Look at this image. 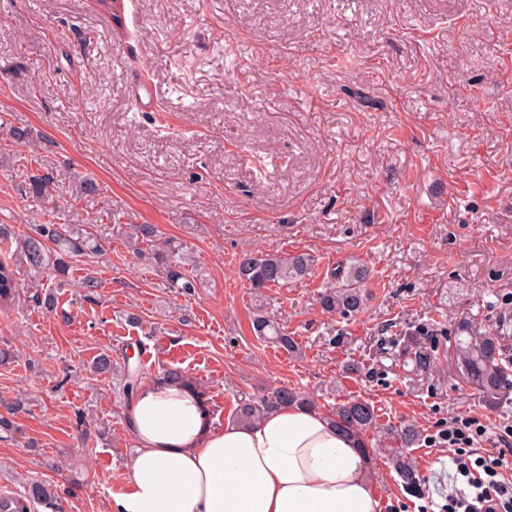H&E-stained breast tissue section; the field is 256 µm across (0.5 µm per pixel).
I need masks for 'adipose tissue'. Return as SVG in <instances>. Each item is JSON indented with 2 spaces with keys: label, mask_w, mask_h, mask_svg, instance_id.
I'll list each match as a JSON object with an SVG mask.
<instances>
[{
  "label": "adipose tissue",
  "mask_w": 512,
  "mask_h": 512,
  "mask_svg": "<svg viewBox=\"0 0 512 512\" xmlns=\"http://www.w3.org/2000/svg\"><path fill=\"white\" fill-rule=\"evenodd\" d=\"M125 419L134 452L113 512H381L363 452L315 411L218 427L189 381L162 377Z\"/></svg>",
  "instance_id": "1"
}]
</instances>
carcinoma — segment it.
Returning a JSON list of instances; mask_svg holds the SVG:
<instances>
[{"label":"carcinoma","instance_id":"1","mask_svg":"<svg viewBox=\"0 0 512 512\" xmlns=\"http://www.w3.org/2000/svg\"><path fill=\"white\" fill-rule=\"evenodd\" d=\"M54 177L32 174L28 178L29 190L37 196L50 195ZM126 245L138 258L147 256L141 245L152 246L150 259L166 276L167 284L183 293H191L196 282L189 266L192 260L184 246L172 239L160 237L152 224H131L125 233ZM110 237L102 224H33L29 231L16 237V248L5 251L0 258V309H10L20 295L22 284L18 278L21 270L33 277L64 278L71 264L82 257L101 258L107 254ZM313 259L307 253L245 255L238 265V276L251 288L284 287L303 281L310 273ZM370 272L356 260L342 263L331 273V280L318 293V303L323 312L347 319L358 314L368 299L365 284ZM252 327L257 336L275 345L291 357H298L302 350L295 338L277 322L258 312ZM457 359L470 384L489 399H495L504 387V372L498 364L500 347L492 334L482 333L468 322L458 327L456 336ZM122 391L128 396L138 389L139 370L125 365L121 375ZM284 405L314 407V402L304 393L279 389L268 395L240 402L235 419L240 424L259 421L267 411ZM327 418L345 434L357 440L365 454L385 455L390 460L406 487L417 489V469L409 448L420 441V433L413 426L397 431L382 426L374 408L358 398L336 404ZM27 499L52 505L56 500L55 488L41 483L28 485Z\"/></svg>","mask_w":512,"mask_h":512}]
</instances>
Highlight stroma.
I'll list each match as a JSON object with an SVG mask.
<instances>
[{"instance_id":"obj_1","label":"stroma","mask_w":512,"mask_h":512,"mask_svg":"<svg viewBox=\"0 0 512 512\" xmlns=\"http://www.w3.org/2000/svg\"><path fill=\"white\" fill-rule=\"evenodd\" d=\"M113 21L95 0H0V224H103L105 259L74 263L53 291L0 312V496L55 484L59 512H112L133 443L119 377L179 368L216 425L241 397L290 388L328 414L351 397L392 427L411 425L421 486L372 458L382 512H441L448 449L436 437L477 414L491 447L512 421V371L488 402L455 357L465 319L512 355V0H125ZM147 79L158 101L138 111ZM57 174L48 200L25 193ZM97 189L78 194L83 176ZM152 224L189 249L197 287H164L125 244ZM307 253L309 276L264 289L266 310L301 356L252 329L250 252ZM371 271L356 316L317 297L337 261ZM96 283L86 291V280ZM85 428H78L77 419Z\"/></svg>"}]
</instances>
